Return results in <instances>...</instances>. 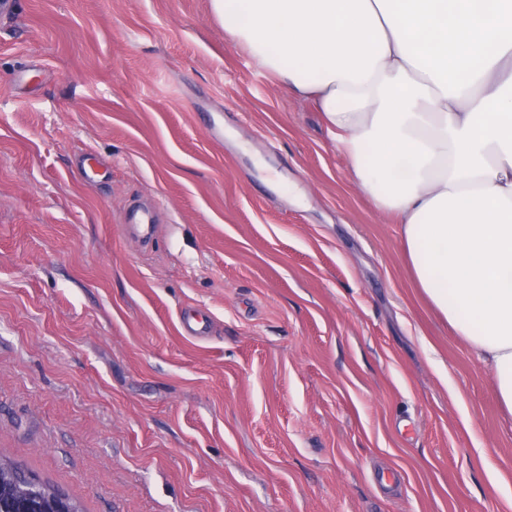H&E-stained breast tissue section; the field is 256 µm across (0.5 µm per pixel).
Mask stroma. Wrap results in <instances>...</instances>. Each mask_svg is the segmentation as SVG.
Listing matches in <instances>:
<instances>
[{"instance_id": "35a3bbf8", "label": "stroma", "mask_w": 512, "mask_h": 512, "mask_svg": "<svg viewBox=\"0 0 512 512\" xmlns=\"http://www.w3.org/2000/svg\"><path fill=\"white\" fill-rule=\"evenodd\" d=\"M10 2L0 455L86 512H512V416L313 101L211 0ZM130 219H136L139 224H134ZM122 227L125 230H132L144 244H148L155 234V226L149 212H142L138 217L134 214L132 217L124 216Z\"/></svg>"}]
</instances>
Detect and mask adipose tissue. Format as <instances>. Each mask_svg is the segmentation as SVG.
<instances>
[{"label": "adipose tissue", "mask_w": 512, "mask_h": 512, "mask_svg": "<svg viewBox=\"0 0 512 512\" xmlns=\"http://www.w3.org/2000/svg\"><path fill=\"white\" fill-rule=\"evenodd\" d=\"M211 3L260 69L314 98L512 414V0Z\"/></svg>", "instance_id": "1"}]
</instances>
